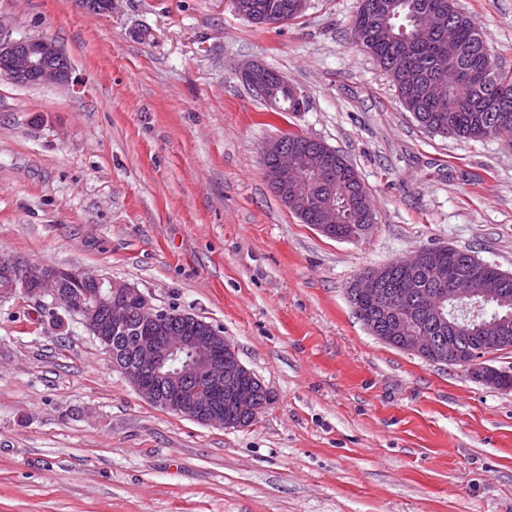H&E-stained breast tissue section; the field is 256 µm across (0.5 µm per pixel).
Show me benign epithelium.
Instances as JSON below:
<instances>
[{"instance_id":"7a95c632","label":"benign epithelium","mask_w":512,"mask_h":512,"mask_svg":"<svg viewBox=\"0 0 512 512\" xmlns=\"http://www.w3.org/2000/svg\"><path fill=\"white\" fill-rule=\"evenodd\" d=\"M70 75V61L55 43L43 38L11 39L0 30L1 78L26 85H67ZM262 160L267 180L288 209L299 216L315 209L316 201L301 176L306 166L323 163L325 152L290 150L278 137L266 143ZM439 251L438 247L422 248L406 259V264L428 266ZM66 276L74 279L77 274L0 255V296L20 291L43 306L50 303L72 312L109 351L113 368L120 370L147 402L224 429L255 421L271 404V392L241 363L221 329L211 325L209 335L199 336V318L191 314L186 328L174 332L168 327V311L154 306L142 291L126 282H105L89 295H64L60 283ZM388 278L385 264L355 280L359 291L351 299L353 306L362 298H383L379 314L363 318L372 335L435 364L465 367L474 378L496 389H509L512 372L485 364L475 351L454 350L453 336L448 337V348H443V337L432 335L428 326L417 322L422 318L440 327L448 324V300L453 292L449 285L459 283L454 274L435 272L433 288L428 291L412 279L392 294L385 290ZM459 292L474 300L476 316L488 300L508 302L501 288H461ZM132 318L138 321V336L128 357L123 358L112 342L120 340L118 333ZM506 320L504 316L486 326L482 350L500 346L503 339L497 333Z\"/></svg>"}]
</instances>
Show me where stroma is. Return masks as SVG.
Segmentation results:
<instances>
[{
  "mask_svg": "<svg viewBox=\"0 0 512 512\" xmlns=\"http://www.w3.org/2000/svg\"><path fill=\"white\" fill-rule=\"evenodd\" d=\"M512 72V0H455ZM360 0L257 26L232 0H0L71 82L0 78V253L124 281L222 328L273 402L224 429L154 406L63 308L0 299V512H512V390L372 336L347 288L424 247L512 274V150L432 134L352 42ZM257 61L306 101L272 113ZM294 132L354 166L364 239L302 223L262 167ZM263 70H269L268 67L261 63H249L240 70V77L243 81L249 83L257 97L262 99L270 109L275 111H281L283 106L281 103L276 102L272 97L267 94V85L262 84H251V80L256 73Z\"/></svg>",
  "mask_w": 512,
  "mask_h": 512,
  "instance_id": "1",
  "label": "stroma"
}]
</instances>
